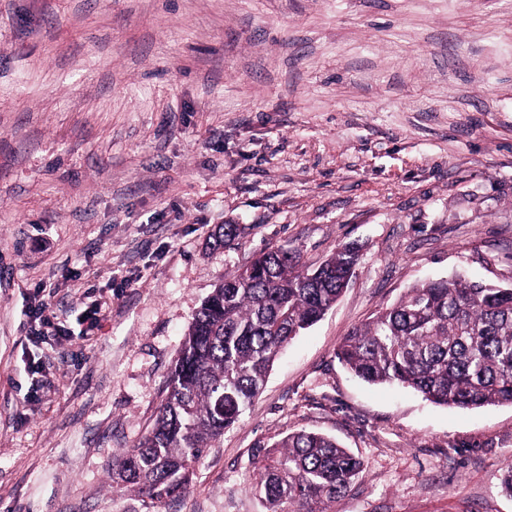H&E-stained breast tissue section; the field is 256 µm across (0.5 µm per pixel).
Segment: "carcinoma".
I'll return each instance as SVG.
<instances>
[{
  "label": "carcinoma",
  "instance_id": "cac0c4a2",
  "mask_svg": "<svg viewBox=\"0 0 512 512\" xmlns=\"http://www.w3.org/2000/svg\"><path fill=\"white\" fill-rule=\"evenodd\" d=\"M243 231L220 224L211 246L230 247ZM358 265L348 246L313 269L276 247L225 274L188 326L154 427L113 461L112 486L158 502L182 493L192 465L240 420L280 350L336 303ZM336 357L365 382L411 388L436 405H512V288L423 282L354 327ZM362 472L336 440L301 430L256 460L249 488L265 512H330Z\"/></svg>",
  "mask_w": 512,
  "mask_h": 512
}]
</instances>
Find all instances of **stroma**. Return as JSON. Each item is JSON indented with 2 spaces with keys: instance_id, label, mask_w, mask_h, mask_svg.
I'll return each mask as SVG.
<instances>
[{
  "instance_id": "1",
  "label": "stroma",
  "mask_w": 512,
  "mask_h": 512,
  "mask_svg": "<svg viewBox=\"0 0 512 512\" xmlns=\"http://www.w3.org/2000/svg\"><path fill=\"white\" fill-rule=\"evenodd\" d=\"M218 224L233 249H208ZM347 243L349 286L187 490L114 489L225 273ZM457 275L512 285V0H0V512H264L254 463L299 430L364 462L335 512H512V406L336 357ZM42 297L59 334L34 331ZM244 227L239 224H220L212 234L211 246L215 250L230 247L241 236Z\"/></svg>"
}]
</instances>
